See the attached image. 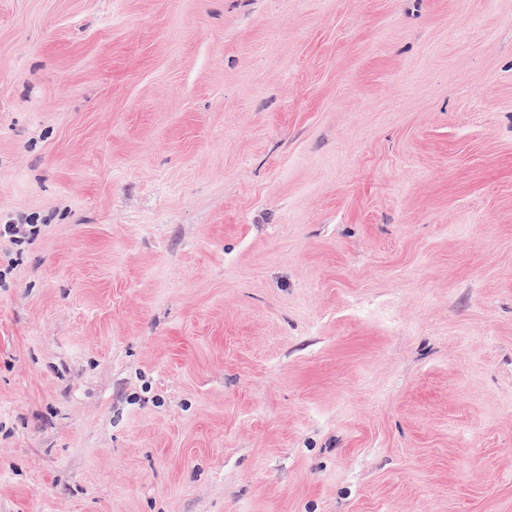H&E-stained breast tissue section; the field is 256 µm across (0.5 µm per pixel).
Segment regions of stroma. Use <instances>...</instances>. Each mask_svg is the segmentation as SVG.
I'll return each mask as SVG.
<instances>
[{
  "label": "stroma",
  "instance_id": "obj_1",
  "mask_svg": "<svg viewBox=\"0 0 512 512\" xmlns=\"http://www.w3.org/2000/svg\"><path fill=\"white\" fill-rule=\"evenodd\" d=\"M0 512H512V0H0Z\"/></svg>",
  "mask_w": 512,
  "mask_h": 512
}]
</instances>
